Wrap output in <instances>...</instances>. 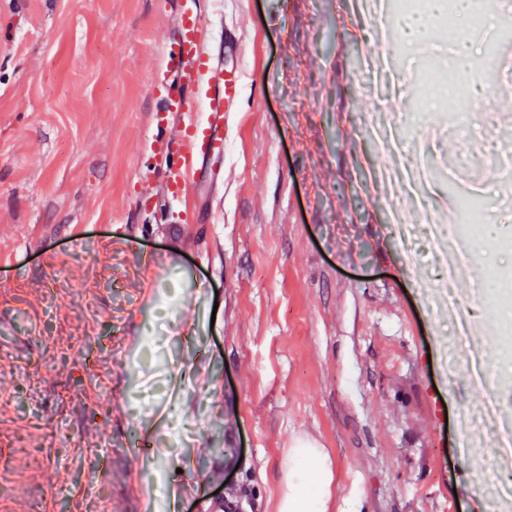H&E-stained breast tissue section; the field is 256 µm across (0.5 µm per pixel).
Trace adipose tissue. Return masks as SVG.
Returning a JSON list of instances; mask_svg holds the SVG:
<instances>
[{"label": "adipose tissue", "instance_id": "1", "mask_svg": "<svg viewBox=\"0 0 512 512\" xmlns=\"http://www.w3.org/2000/svg\"><path fill=\"white\" fill-rule=\"evenodd\" d=\"M328 473V457L318 448H296L291 452L288 489L281 500L280 512H326L329 492L327 481L310 482V468Z\"/></svg>", "mask_w": 512, "mask_h": 512}]
</instances>
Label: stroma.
<instances>
[{"mask_svg": "<svg viewBox=\"0 0 512 512\" xmlns=\"http://www.w3.org/2000/svg\"><path fill=\"white\" fill-rule=\"evenodd\" d=\"M244 53L223 168L171 203L143 152L164 105L155 72L179 0H0V512H207L214 497L278 512L289 451L330 459L331 512H485L487 447L460 449L486 394L512 423V45L479 142L411 124L397 79L434 84L447 39L367 69L365 0H197ZM391 134L441 168L386 191L373 98ZM488 198L499 239L462 232L482 291L459 301L485 341V390L442 367L453 327L426 242L407 258L392 213L457 222L450 187ZM178 369L181 399L149 370ZM180 488L172 499V488Z\"/></svg>", "mask_w": 512, "mask_h": 512, "instance_id": "obj_1", "label": "stroma"}]
</instances>
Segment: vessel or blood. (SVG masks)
<instances>
[{
	"mask_svg": "<svg viewBox=\"0 0 512 512\" xmlns=\"http://www.w3.org/2000/svg\"><path fill=\"white\" fill-rule=\"evenodd\" d=\"M177 38L156 73L168 87L165 105L154 116L164 138H150L145 151L164 153L165 193L169 200L185 198L204 165L223 153L232 117L224 79L222 51L225 39L206 34L195 0H182Z\"/></svg>",
	"mask_w": 512,
	"mask_h": 512,
	"instance_id": "obj_1",
	"label": "vessel or blood"
}]
</instances>
